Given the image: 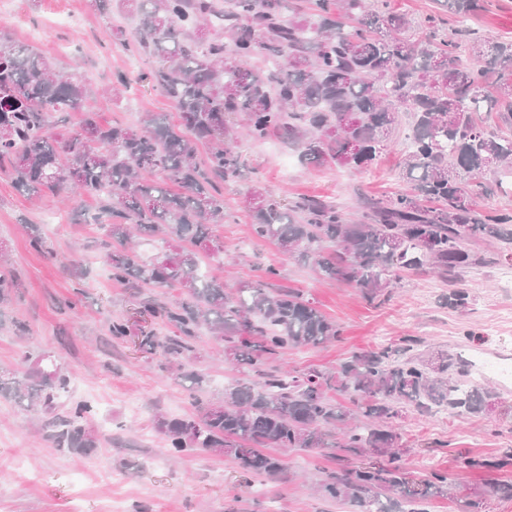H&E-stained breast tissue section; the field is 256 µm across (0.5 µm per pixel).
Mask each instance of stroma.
Returning a JSON list of instances; mask_svg holds the SVG:
<instances>
[{
	"mask_svg": "<svg viewBox=\"0 0 512 512\" xmlns=\"http://www.w3.org/2000/svg\"><path fill=\"white\" fill-rule=\"evenodd\" d=\"M482 3L469 23L473 32L511 41L512 0ZM131 24L120 13L105 14L94 0H0V31L55 58L62 70L85 77L96 90L100 123L134 126L146 112L177 122L172 102L142 80L147 64L112 34L115 27ZM122 76L128 84L113 95L111 88ZM411 122L409 113H401L386 147L361 167L305 165L298 151L275 135L239 140L245 171L225 186L226 221L215 229L224 251L202 254L203 271L242 284L263 279L265 268L275 267L271 287L301 290L342 331L332 343L284 350L273 368L333 370L353 354L410 337L417 339L423 355L449 352L470 361L473 374L491 387L495 378L485 371V361L498 352L512 355V288L499 285L505 265L497 259L498 243H473L481 262L458 280L470 299L467 308L455 309L446 301L447 281L431 273L404 274L385 297L371 301L359 288L323 277L252 232L244 195L256 186L288 202L320 197L352 215L368 202L402 192L400 172ZM99 215L98 202L89 198L58 194L29 200L17 189L9 166L0 165V262H7L12 273L11 301L0 307V371L22 373L30 363L57 370L67 380V391L57 397L53 414L66 415L73 403L91 401L88 426L99 439L86 456L59 452L47 438L53 414L0 397V512H68L73 501L81 512H106L116 498L125 501L126 512H229L233 507L245 512H356L349 501H326L314 492L323 469L335 464L330 448L279 451L285 468L280 482L244 477L235 461L221 455L169 456L158 418L193 415L197 407L191 393L159 367L157 355L139 349L142 330L167 333L163 323L143 318L139 310L148 300L174 302L179 292L113 281ZM32 225L44 239L42 250L30 245ZM76 267L82 276L73 275ZM117 318L129 325L120 340L109 332ZM18 323L23 332L15 331ZM194 344L190 366L208 376L211 393L247 379L206 329H198ZM399 425L407 448L403 460L414 477L436 470L455 481L453 498L433 500L431 512H461L468 502L476 503L478 512H512V500L488 493L491 481L512 480V466H493L512 448V393L500 394L493 409L476 416L443 411L422 417L408 409ZM465 455L491 465L460 469Z\"/></svg>",
	"mask_w": 512,
	"mask_h": 512,
	"instance_id": "35a3bbf8",
	"label": "stroma"
}]
</instances>
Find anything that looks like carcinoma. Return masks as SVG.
<instances>
[{"mask_svg":"<svg viewBox=\"0 0 512 512\" xmlns=\"http://www.w3.org/2000/svg\"><path fill=\"white\" fill-rule=\"evenodd\" d=\"M288 0H123L135 28L116 39L149 65L147 78L174 103L179 125L147 112L132 129L100 124L90 83L65 76L49 57L0 36V161H9L26 196L68 191L100 202L106 216V260L112 280L132 287L178 288L172 305L144 311L173 328L142 334L140 347L166 364L195 355L192 338L205 325L234 363L254 379L224 387L218 401L196 400L198 414L158 418L173 456L205 451L235 460L247 473L274 479L284 469L268 448L313 452L337 448L339 464L323 471L325 500H350L359 512H429L455 483L432 471L410 487L398 420L405 408L421 416L444 408L478 415L494 393L449 376L454 355L434 362L411 354L415 340L353 355L334 371L291 375L268 367L288 347L335 341L340 327L297 289L272 292L258 281L224 288L201 271L197 253L147 261L133 232L224 252L213 228L224 223L218 183L237 181L243 166L239 133L255 141L276 132L306 164L372 161L411 112L401 178L408 189L369 204L355 224L337 206L316 198L283 203L259 188L246 197L254 235L282 253L313 262L338 282L374 300L405 270L430 269L448 282L479 262L475 240L512 244V214L471 204L512 177V135L484 125L481 108L512 124V41L475 33L465 41L411 34L406 15L370 0H316V18L285 17ZM464 24L481 0H439ZM258 54L279 60L250 69ZM54 112H80L79 130L61 141L50 132ZM350 130L343 129L345 119ZM199 140L210 143L205 165L194 161ZM490 180L483 181L484 175ZM336 251H326L328 245ZM65 379L39 368L19 379L0 373V395L23 408L54 409ZM94 407L82 401L54 418V447L87 454L97 447L85 422ZM370 455L380 461L358 465ZM465 456V468H504Z\"/></svg>","mask_w":512,"mask_h":512,"instance_id":"obj_1","label":"carcinoma"}]
</instances>
